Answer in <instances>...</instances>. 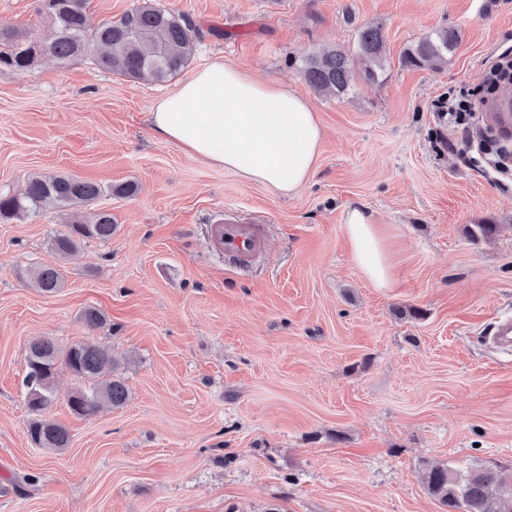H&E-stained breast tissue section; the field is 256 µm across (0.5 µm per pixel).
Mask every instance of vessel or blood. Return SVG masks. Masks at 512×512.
<instances>
[{"instance_id":"vessel-or-blood-1","label":"vessel or blood","mask_w":512,"mask_h":512,"mask_svg":"<svg viewBox=\"0 0 512 512\" xmlns=\"http://www.w3.org/2000/svg\"><path fill=\"white\" fill-rule=\"evenodd\" d=\"M209 242L215 253L236 266L247 267L263 254L266 236L262 225L244 224L228 214L210 225Z\"/></svg>"}]
</instances>
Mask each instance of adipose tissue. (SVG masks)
Returning a JSON list of instances; mask_svg holds the SVG:
<instances>
[{"label": "adipose tissue", "mask_w": 512, "mask_h": 512, "mask_svg": "<svg viewBox=\"0 0 512 512\" xmlns=\"http://www.w3.org/2000/svg\"><path fill=\"white\" fill-rule=\"evenodd\" d=\"M149 120L158 139L282 196L309 181L323 138L305 97L273 81H255L220 58L161 98ZM343 224L364 278L376 288L394 287V267L371 215L350 207Z\"/></svg>", "instance_id": "obj_1"}]
</instances>
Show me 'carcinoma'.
Returning a JSON list of instances; mask_svg holds the SVG:
<instances>
[{"instance_id": "carcinoma-1", "label": "carcinoma", "mask_w": 512, "mask_h": 512, "mask_svg": "<svg viewBox=\"0 0 512 512\" xmlns=\"http://www.w3.org/2000/svg\"><path fill=\"white\" fill-rule=\"evenodd\" d=\"M90 0H38L37 13L50 21L48 34L30 37L25 33L0 31V65L25 70L43 58L70 64L93 54L98 68L116 75L148 82H162L177 75L195 54L200 30L183 12L173 11L156 0L138 3L116 20L97 28L87 25ZM461 38L454 27H442L407 49L402 62L413 67H439L448 62ZM386 41L378 26L365 25L357 34L355 56L334 48L318 56L300 58V72L317 92L337 99L346 95L354 76L360 72L374 81L385 68ZM103 194L100 185L63 174L35 175L18 194L0 195V218L10 219L45 205L82 209ZM116 225L112 214L94 210L68 225V231L51 242V249L64 258L83 242L108 241ZM498 232L496 224H475L469 237L490 239ZM44 293H54L63 284L59 269L45 266L34 275ZM88 328L107 324L106 315L95 307L79 314ZM66 367L86 385L67 399L72 413L85 416L104 404L121 407L128 392L124 382L112 376L114 361L103 348L76 343L59 351L48 339L31 342L22 380L27 404L37 418L28 424L31 441L40 448L61 450L70 444L68 430L44 417L54 403L53 382L58 366ZM428 493L446 512H512V472L504 468H484L461 475L446 465H431L423 474Z\"/></svg>"}]
</instances>
